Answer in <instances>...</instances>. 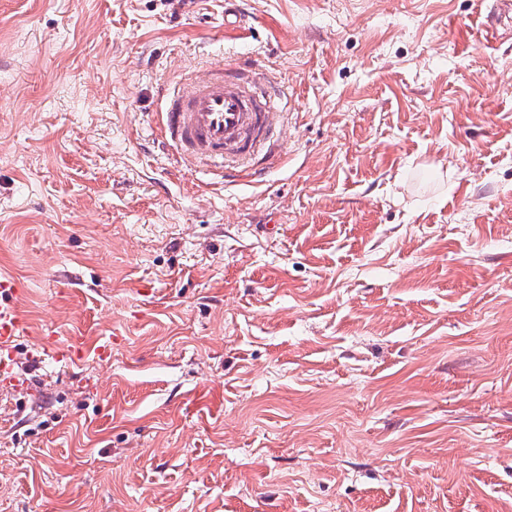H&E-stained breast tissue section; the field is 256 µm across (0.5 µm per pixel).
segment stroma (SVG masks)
<instances>
[{
    "mask_svg": "<svg viewBox=\"0 0 512 512\" xmlns=\"http://www.w3.org/2000/svg\"><path fill=\"white\" fill-rule=\"evenodd\" d=\"M492 4L0 0V272L34 328L0 378V512H512ZM203 64L283 91L259 175L158 139Z\"/></svg>",
    "mask_w": 512,
    "mask_h": 512,
    "instance_id": "1",
    "label": "stroma"
}]
</instances>
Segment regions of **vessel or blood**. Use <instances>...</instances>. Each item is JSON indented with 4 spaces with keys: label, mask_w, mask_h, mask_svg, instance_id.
I'll return each instance as SVG.
<instances>
[{
    "label": "vessel or blood",
    "mask_w": 512,
    "mask_h": 512,
    "mask_svg": "<svg viewBox=\"0 0 512 512\" xmlns=\"http://www.w3.org/2000/svg\"><path fill=\"white\" fill-rule=\"evenodd\" d=\"M252 69L214 65L189 71L167 87L158 114L160 137L185 171L224 179L244 176L274 154L286 114L256 91ZM21 290L11 275L0 273V373L16 362L13 344L29 322L17 301Z\"/></svg>",
    "instance_id": "1"
}]
</instances>
